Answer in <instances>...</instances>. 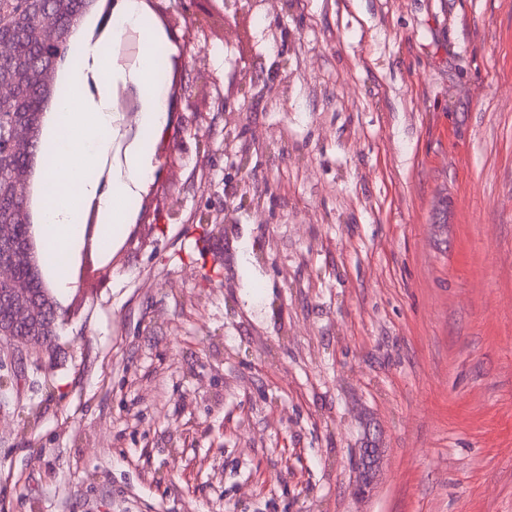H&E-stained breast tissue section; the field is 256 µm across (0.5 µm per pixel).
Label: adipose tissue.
<instances>
[{
  "label": "adipose tissue",
  "mask_w": 512,
  "mask_h": 512,
  "mask_svg": "<svg viewBox=\"0 0 512 512\" xmlns=\"http://www.w3.org/2000/svg\"><path fill=\"white\" fill-rule=\"evenodd\" d=\"M155 67V45L151 42L146 45L142 64L134 69L119 64L101 43L84 45L57 112L58 132L50 141L44 168V177L55 190L44 204L39 234L47 269L58 292H66L72 286L70 267L83 238V209L95 205L101 221L100 244L110 246L122 229L127 201L151 169V154L143 144L109 184H101L98 175V167L115 136L109 112L114 83L130 84L142 92L141 125L151 131L159 129L157 106L146 93ZM90 78L97 86L93 94L87 91L86 81Z\"/></svg>",
  "instance_id": "obj_1"
}]
</instances>
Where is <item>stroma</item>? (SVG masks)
Segmentation results:
<instances>
[{
    "mask_svg": "<svg viewBox=\"0 0 512 512\" xmlns=\"http://www.w3.org/2000/svg\"><path fill=\"white\" fill-rule=\"evenodd\" d=\"M234 24L55 353L0 356V512H512V0ZM378 448H364L362 449L363 457L362 460L359 458L358 461V481H357V491L359 493H365L370 488L371 483V473L370 468L373 469L376 456V452Z\"/></svg>",
    "mask_w": 512,
    "mask_h": 512,
    "instance_id": "obj_1",
    "label": "stroma"
}]
</instances>
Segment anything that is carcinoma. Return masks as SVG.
<instances>
[{
	"label": "carcinoma",
	"instance_id": "1",
	"mask_svg": "<svg viewBox=\"0 0 512 512\" xmlns=\"http://www.w3.org/2000/svg\"><path fill=\"white\" fill-rule=\"evenodd\" d=\"M43 13L28 12V0H0V42H6L11 56L0 70L8 71L18 64L26 65L23 79L17 89L0 97V130L15 123H24L31 131L27 148L17 152L11 143L0 137V219H10L21 209H34L33 185L43 129L44 106L53 99L54 73L65 64L70 54V40L83 23L85 15L95 12L100 16L94 30L98 34L108 27L112 15V0H43ZM48 21L56 29V39L44 43L35 36V28ZM29 171L26 183L18 185L12 173ZM35 217L17 225L13 241L0 247V253L24 254L29 236L35 231ZM17 273L32 288L29 301L36 304L35 325L46 336H58L60 307L53 288L44 279L39 259L20 260Z\"/></svg>",
	"mask_w": 512,
	"mask_h": 512
}]
</instances>
